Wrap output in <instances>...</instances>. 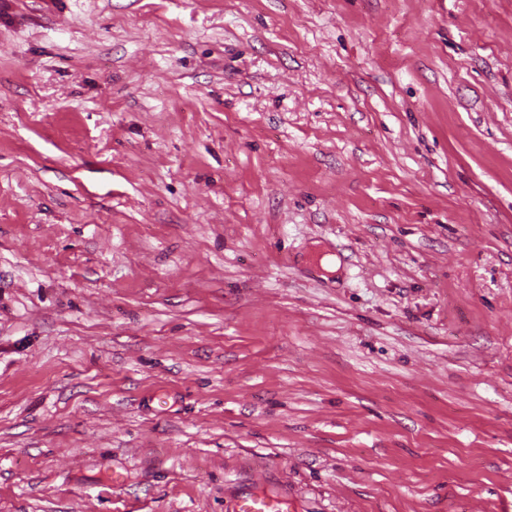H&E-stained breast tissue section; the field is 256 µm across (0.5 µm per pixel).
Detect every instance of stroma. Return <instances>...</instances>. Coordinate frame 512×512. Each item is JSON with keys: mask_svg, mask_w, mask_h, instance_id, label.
Instances as JSON below:
<instances>
[{"mask_svg": "<svg viewBox=\"0 0 512 512\" xmlns=\"http://www.w3.org/2000/svg\"><path fill=\"white\" fill-rule=\"evenodd\" d=\"M252 487L512 512V0H0V512Z\"/></svg>", "mask_w": 512, "mask_h": 512, "instance_id": "1", "label": "stroma"}]
</instances>
